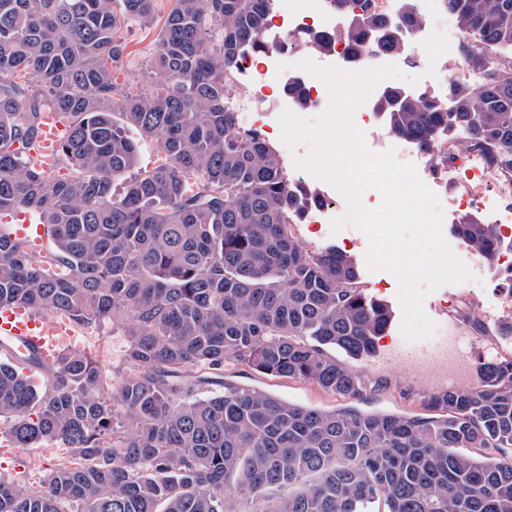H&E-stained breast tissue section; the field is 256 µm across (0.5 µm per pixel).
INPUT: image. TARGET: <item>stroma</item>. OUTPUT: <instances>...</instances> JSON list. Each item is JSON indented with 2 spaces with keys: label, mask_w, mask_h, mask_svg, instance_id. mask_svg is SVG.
Returning <instances> with one entry per match:
<instances>
[{
  "label": "stroma",
  "mask_w": 512,
  "mask_h": 512,
  "mask_svg": "<svg viewBox=\"0 0 512 512\" xmlns=\"http://www.w3.org/2000/svg\"><path fill=\"white\" fill-rule=\"evenodd\" d=\"M155 33V28L138 25L123 29L122 35L128 45V55L119 74L120 81L133 87L141 86ZM300 231L304 243L309 248L318 250L333 245L353 254L360 261L364 260L369 247L365 233L353 226L344 227L336 232L328 224H304L301 225ZM501 291L499 271L496 265L487 263L475 270L473 280L443 286L429 294L424 301V311L437 327L449 326L458 329L460 335L467 338L464 361L455 381L456 386L468 387L475 384L478 362L491 350H498L499 354L505 357L512 355V340L490 343L487 338L471 333L468 326L460 324L454 317L458 308L471 304L488 324H499L500 318L496 307ZM400 326V319H393L386 336L380 339L375 353L371 356L353 359L341 352L337 358L365 381L381 383V390L372 394V408L392 412H413L418 410L422 397L439 391L445 373L443 367L435 363L418 366L394 359L391 338L399 334ZM74 344L94 353L98 352L99 348H106V365L117 366L122 361L126 339L113 332L111 324L105 323L93 327L91 335L76 334ZM233 381L271 391L293 402L322 408H331L336 404L333 396L308 382L270 378L251 370L234 376Z\"/></svg>",
  "instance_id": "stroma-1"
}]
</instances>
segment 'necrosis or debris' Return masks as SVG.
I'll list each match as a JSON object with an SVG mask.
<instances>
[{"label": "necrosis or debris", "instance_id": "necrosis-or-debris-1", "mask_svg": "<svg viewBox=\"0 0 512 512\" xmlns=\"http://www.w3.org/2000/svg\"><path fill=\"white\" fill-rule=\"evenodd\" d=\"M271 12L275 22L266 33L271 49L264 54L261 65H253L249 60L244 62L241 71L242 77L246 80L244 89L241 94L227 101L228 107L238 112L242 124L248 127L254 124L252 114L260 96L259 89L263 86L281 88L282 94L274 106L278 112L286 109L296 110L295 98L285 92L288 83L295 80L307 91L308 111L320 113L328 105V91L323 82L294 68V56L280 49L279 44L285 37L292 35L303 42L315 32L330 36L329 46L311 51L309 57L318 64L335 65L345 70L355 65L362 69L386 63L405 65L411 58L418 56L420 49L425 45L424 33L419 30L408 37L407 54H378L355 64L351 61L348 46L337 38L343 24L340 14L332 8L329 0H272ZM471 163L480 166V178L474 186L468 187L467 191L456 199V207H483L487 193H494L499 203L497 228L503 238L512 240V180L502 177L493 169L481 167L479 156H472Z\"/></svg>", "mask_w": 512, "mask_h": 512}]
</instances>
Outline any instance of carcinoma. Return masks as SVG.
Returning <instances> with one entry per match:
<instances>
[{
    "instance_id": "1",
    "label": "carcinoma",
    "mask_w": 512,
    "mask_h": 512,
    "mask_svg": "<svg viewBox=\"0 0 512 512\" xmlns=\"http://www.w3.org/2000/svg\"><path fill=\"white\" fill-rule=\"evenodd\" d=\"M147 80H118L122 29L149 27L157 0H0V214L43 226L45 256L0 225V309L23 304L126 337L108 376L83 350L41 369L38 394L0 363V418L17 448L60 441L69 456L39 490L0 473V512H512V358L489 355L476 385L420 402L421 413L350 405L362 379L329 355L375 349L394 313L370 296L357 260L307 248L299 225L319 200L289 179L257 129L224 107L247 55L261 54L271 0H171ZM357 56L407 50L400 32L422 16L400 0L390 27L373 0H330ZM488 69L472 88L448 77V108L386 86L376 98L391 133L434 165L453 131L512 179V0H442ZM45 112L61 114L60 177L31 151ZM157 160L125 182L139 144ZM450 231L486 261L496 226L466 217ZM456 318L477 335L512 337L470 306ZM245 366L310 382L336 397L304 406L213 376Z\"/></svg>"
}]
</instances>
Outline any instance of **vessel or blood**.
Instances as JSON below:
<instances>
[{
    "mask_svg": "<svg viewBox=\"0 0 512 512\" xmlns=\"http://www.w3.org/2000/svg\"><path fill=\"white\" fill-rule=\"evenodd\" d=\"M10 231L13 236L25 239L32 252H42L45 244L43 229L32 223L27 214H20ZM70 333L68 322L35 315L21 305L0 311V353L11 357L32 350L40 362L50 363L60 354L62 339ZM394 354L411 364L444 361L448 358V339L442 336L431 343L405 342L395 348Z\"/></svg>",
    "mask_w": 512,
    "mask_h": 512,
    "instance_id": "vessel-or-blood-1",
    "label": "vessel or blood"
}]
</instances>
